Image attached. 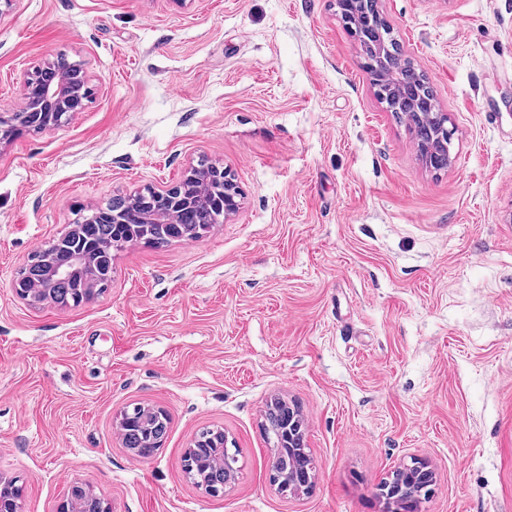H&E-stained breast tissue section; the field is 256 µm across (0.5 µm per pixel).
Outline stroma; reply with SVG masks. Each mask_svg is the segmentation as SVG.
<instances>
[{
	"instance_id": "obj_1",
	"label": "stroma",
	"mask_w": 512,
	"mask_h": 512,
	"mask_svg": "<svg viewBox=\"0 0 512 512\" xmlns=\"http://www.w3.org/2000/svg\"><path fill=\"white\" fill-rule=\"evenodd\" d=\"M452 132L422 162L336 0H17L0 14V111L59 54L93 96L0 146V475L24 512L73 481L112 512H384L412 459L421 512H512V0H378ZM223 166L238 212L199 239L117 252L107 290L33 306L11 282L78 206ZM300 406L319 475L270 482L273 396ZM170 415L136 460L115 421ZM219 427L238 473L182 471ZM221 430L204 429L200 432L194 444L197 442L206 441L205 443H199V447L193 448V451L185 454L184 456V471L187 477L193 480L198 485L205 487L213 486L216 488H224L225 485V474H224V462L223 465H216L214 467H202L200 461L208 458L212 453L222 457L224 460L225 448H211L209 446L211 441L219 442L218 437L220 436ZM210 439V440H207ZM193 444V445H194ZM432 473L431 466L425 460L415 459L412 465L397 469L391 478L382 481L377 488L378 495L383 498L386 508L391 512L417 511L420 498L416 500L404 499L402 496L403 482L422 481L432 476Z\"/></svg>"
}]
</instances>
